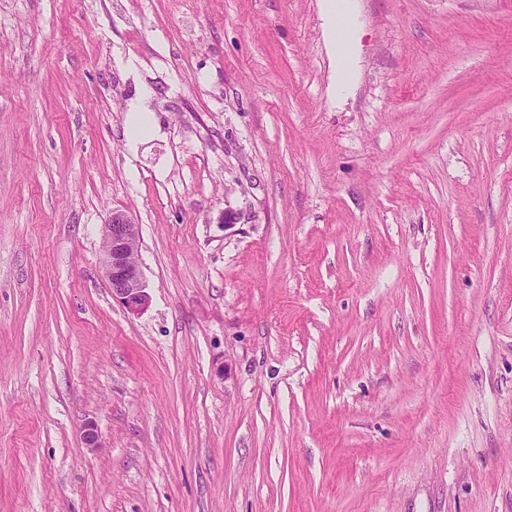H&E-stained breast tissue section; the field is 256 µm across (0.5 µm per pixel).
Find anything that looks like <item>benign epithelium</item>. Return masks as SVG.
Masks as SVG:
<instances>
[{
  "label": "benign epithelium",
  "mask_w": 512,
  "mask_h": 512,
  "mask_svg": "<svg viewBox=\"0 0 512 512\" xmlns=\"http://www.w3.org/2000/svg\"><path fill=\"white\" fill-rule=\"evenodd\" d=\"M139 225L127 213L112 212L103 227L102 274L112 298L131 314L140 313L148 303L141 269L135 259Z\"/></svg>",
  "instance_id": "obj_1"
}]
</instances>
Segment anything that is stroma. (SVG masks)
<instances>
[{
  "mask_svg": "<svg viewBox=\"0 0 512 512\" xmlns=\"http://www.w3.org/2000/svg\"><path fill=\"white\" fill-rule=\"evenodd\" d=\"M322 4L0 0V512H512V0ZM354 6L350 1L344 0H325L323 3V13L326 19V31L334 62V81L330 84L329 94L332 99L342 97L349 93L355 83L352 56H344L338 46L336 37L337 17L346 13L351 18V32L355 30V21L353 17ZM127 114L126 136L130 142H136L148 131L151 117L143 110L140 100L130 103ZM139 226L127 213L112 211L103 227L102 274L113 299L131 314H139L148 303L141 269L135 259Z\"/></svg>",
  "mask_w": 512,
  "mask_h": 512,
  "instance_id": "1",
  "label": "stroma"
}]
</instances>
